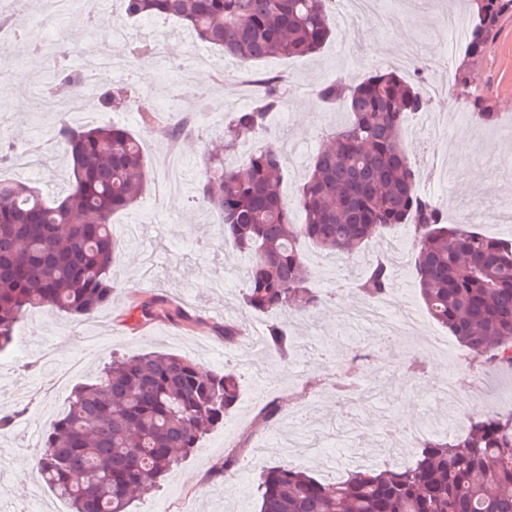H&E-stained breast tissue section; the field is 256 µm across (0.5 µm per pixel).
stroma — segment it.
Wrapping results in <instances>:
<instances>
[{"label": "stroma", "instance_id": "stroma-1", "mask_svg": "<svg viewBox=\"0 0 512 512\" xmlns=\"http://www.w3.org/2000/svg\"><path fill=\"white\" fill-rule=\"evenodd\" d=\"M447 10L448 0H389L385 9L371 16H353L348 31H337L313 56L249 62L242 65L236 81L221 77L226 62L217 50L189 37L176 21L159 19L153 31L161 38L162 57L139 61L134 72L120 76L102 72L99 88L119 82L135 100L150 90L162 107L188 114L187 137L173 143L163 130L143 128L133 108L121 105L99 113L100 122L124 126L140 141L151 180L163 175L170 155H178L181 191L160 203L154 190H147L137 209L114 216L119 249L113 261L115 292L111 304L84 321L55 311L30 310L15 328L26 340L21 362H14L10 353L0 354V415L14 418L8 434L0 435V462L5 465L0 471V512H15L19 507L29 510L35 505L41 512H69L63 500L39 484L37 474L17 483L16 467L28 457L30 429L47 432L49 421L61 414L72 390L92 382L102 364L115 356L154 350L175 353L208 369L231 371L239 382L237 405L223 427L209 432L197 453L171 470L159 492L137 500L133 512H258V475L263 468L282 463L275 442L286 427L280 420L263 421L260 412L271 402L291 410L288 391L295 383L318 395L303 430L327 432L340 422L336 392L329 388L318 357L302 364L303 376L298 379L289 361L267 347L253 350L246 334L284 321L302 343L317 342L336 334L340 312L355 305L359 294L350 291L332 297L333 283L327 269L330 257L310 246L306 249L309 276L313 288L329 297L324 308L314 313L289 309L269 314L246 308L242 296L247 262L234 250L219 248L220 218L202 208L194 196V186L207 153L224 139L225 112L243 109L257 97L243 84V76L283 77L291 87L301 88V95L286 99L269 129L256 134L231 161L239 163L243 154L271 138L289 139L291 154L286 160L282 192L294 195L325 136L344 118L342 105H328L317 97L318 86L345 75L363 78L369 71L382 68L384 60L396 56L408 41L415 46L423 79H433L434 64L451 39L438 23ZM97 11L99 26L88 40L71 47L66 60L70 68H81L85 58L116 47L113 35L125 28L118 0H101ZM28 51L26 43L10 44L11 63L0 67V137L30 152H44L45 157L41 166L21 170L2 164L0 177L26 181L51 198L64 188L70 166L63 150L51 140L56 113L34 112L29 107L32 99L42 97L51 72L43 58L36 66H29ZM203 54L211 61L205 69L207 77L194 81L193 92H186L177 69ZM25 69L30 72L29 79L17 82L18 72ZM474 92L486 98L500 122L512 118V17L503 20L496 40L473 62L469 85L450 90L462 109ZM425 140L422 134L405 140L411 162L420 171V192L440 206L451 205L461 211L476 205L497 210L512 204V181H507V168L502 163L512 146L502 143L497 126L456 139L461 164L454 179L444 185L430 184L422 170ZM152 298L164 299L179 309L181 318L161 313L150 321L141 320L138 307ZM228 324L241 333L239 342L232 346L224 343ZM425 372V382L415 384L402 380L394 367L384 372L366 369L360 384L378 391L379 396L357 403L355 411L363 419L361 432L334 448L336 476L351 470L349 457L354 452L383 456L377 435L384 424L403 431L425 427L434 408L435 386L446 376L448 363L442 359L427 362ZM231 451L238 455L239 466L225 478L215 477L214 469ZM228 483L235 488L230 496L224 493Z\"/></svg>", "mask_w": 512, "mask_h": 512}]
</instances>
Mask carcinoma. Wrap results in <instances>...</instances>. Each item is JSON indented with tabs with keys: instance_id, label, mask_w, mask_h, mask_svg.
Returning <instances> with one entry per match:
<instances>
[{
	"instance_id": "obj_1",
	"label": "carcinoma",
	"mask_w": 512,
	"mask_h": 512,
	"mask_svg": "<svg viewBox=\"0 0 512 512\" xmlns=\"http://www.w3.org/2000/svg\"><path fill=\"white\" fill-rule=\"evenodd\" d=\"M121 11L128 22L174 19L240 62L304 57L332 35L328 0H121ZM509 15L512 0H473L466 56L484 55ZM0 31L43 49L2 10ZM159 43L135 41L131 53L153 57ZM53 54V81L74 86L80 73L65 68V42H56ZM418 72L375 70L360 82L338 78L318 87L322 101L344 104L346 117L312 158L297 191L302 223L293 222L292 206L280 193L286 156L278 140L239 165L209 156L197 198L221 215L224 245L247 258L243 300L258 312L282 311L292 302L313 311L326 302L307 281L301 243L353 259L369 239L406 227L414 238L418 294L431 318L473 358L512 370V238L450 224L448 213L417 191L402 129L411 113L428 105ZM288 94L286 83L271 78L253 105L232 112L224 152L266 129ZM126 101L125 88L114 85L97 105ZM470 105L481 124L497 123L484 98L476 95ZM135 112L147 129L158 123L150 102H135ZM164 129L177 142L186 122L173 112ZM52 139L72 165L65 195L49 202L22 181L0 179V352L31 309L79 320L112 301L119 246L112 215L135 208L147 191L146 157L125 128L78 126L61 113ZM345 281L367 299L385 296L393 285L381 257L363 276L348 273ZM265 342L284 359L297 348L286 323L269 325ZM237 400L231 372L205 371L163 351L114 358L95 382L72 392L38 451L40 473L70 512H130L135 496L158 490L206 432L224 424ZM256 491L259 512H512V411L477 416L451 441H420L405 466L358 468L322 483L288 463L262 470Z\"/></svg>"
}]
</instances>
